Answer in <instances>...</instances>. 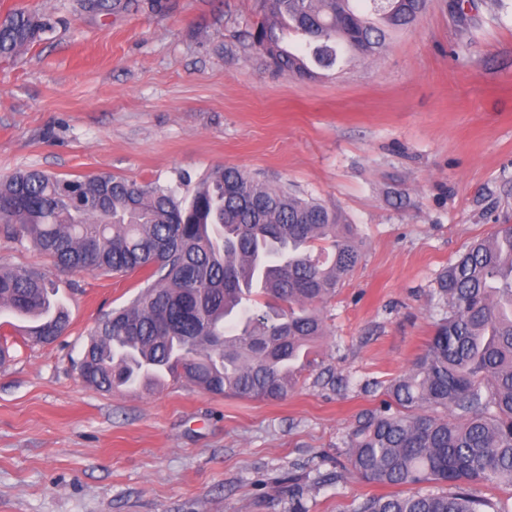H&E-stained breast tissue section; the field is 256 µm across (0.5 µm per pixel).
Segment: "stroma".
<instances>
[{"mask_svg": "<svg viewBox=\"0 0 512 512\" xmlns=\"http://www.w3.org/2000/svg\"><path fill=\"white\" fill-rule=\"evenodd\" d=\"M429 0L377 56L301 78L252 45L260 0H0L48 30L0 61V177L109 173L189 194L235 166L339 210L363 254L321 306L319 367L284 401L181 380L103 392L78 370L91 329L138 292L57 267L0 224V265L37 267L65 336H16L0 367V512H355L386 486L342 438L446 314L439 273L512 224V0Z\"/></svg>", "mask_w": 512, "mask_h": 512, "instance_id": "1", "label": "stroma"}]
</instances>
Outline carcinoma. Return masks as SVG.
I'll list each match as a JSON object with an SVG mask.
<instances>
[{
	"mask_svg": "<svg viewBox=\"0 0 512 512\" xmlns=\"http://www.w3.org/2000/svg\"><path fill=\"white\" fill-rule=\"evenodd\" d=\"M254 47L282 71L310 76L341 56L368 58L415 25L426 0H261ZM48 28L15 9L0 21V59ZM305 38L298 55L279 32ZM0 223L61 266L145 273L143 287L93 328L79 362L99 391L158 387L166 375L215 395L282 401L318 365L326 335L316 305L362 258L343 215L225 166L188 196L109 173L68 179L39 169L0 179ZM448 307L426 348L360 415L343 444L351 471L406 487L355 512H512L477 484L512 490V224L471 243L437 279ZM0 311L31 322L25 340L51 343L66 305L35 267L0 266ZM446 485V491L429 489Z\"/></svg>",
	"mask_w": 512,
	"mask_h": 512,
	"instance_id": "cac0c4a2",
	"label": "carcinoma"
}]
</instances>
